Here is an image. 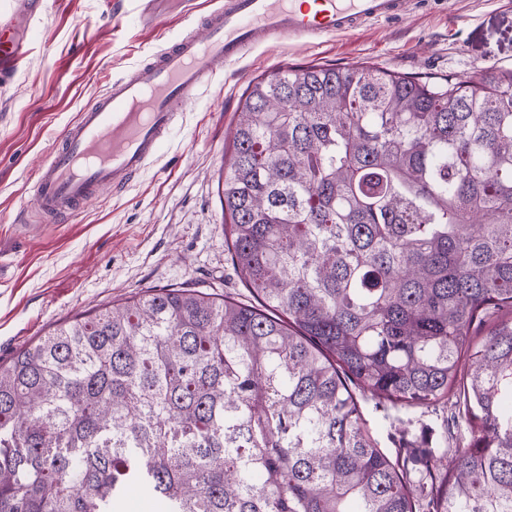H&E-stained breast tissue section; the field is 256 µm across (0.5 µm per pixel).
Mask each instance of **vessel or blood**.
<instances>
[{"label": "vessel or blood", "mask_w": 512, "mask_h": 512, "mask_svg": "<svg viewBox=\"0 0 512 512\" xmlns=\"http://www.w3.org/2000/svg\"><path fill=\"white\" fill-rule=\"evenodd\" d=\"M316 10L296 0H216L204 32L156 50L133 74L106 91L64 131L34 172L32 202L43 214L64 217L99 192L126 186L159 157L177 118L226 65L246 49L288 39L312 43L381 21L405 17L411 0H316ZM190 0H140L139 21L153 27L185 15ZM45 0H21L0 14V76L14 74L28 55L30 25Z\"/></svg>", "instance_id": "1"}]
</instances>
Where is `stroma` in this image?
<instances>
[{
	"mask_svg": "<svg viewBox=\"0 0 512 512\" xmlns=\"http://www.w3.org/2000/svg\"><path fill=\"white\" fill-rule=\"evenodd\" d=\"M214 0L154 28L138 0H48L32 27L28 60L0 83V365L62 322L146 291L191 288L249 299L224 242L218 180L242 95L254 78L287 66L368 63L399 74L477 75L512 69V0H421L400 21L313 44L248 49L204 87L166 134L161 158L124 189L70 219L35 210L33 172L64 129L113 77L165 42L200 33ZM389 457L466 447L464 410L384 413L360 401Z\"/></svg>",
	"mask_w": 512,
	"mask_h": 512,
	"instance_id": "obj_1",
	"label": "stroma"
}]
</instances>
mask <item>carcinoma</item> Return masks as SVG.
Listing matches in <instances>:
<instances>
[{"label": "carcinoma", "instance_id": "1", "mask_svg": "<svg viewBox=\"0 0 512 512\" xmlns=\"http://www.w3.org/2000/svg\"><path fill=\"white\" fill-rule=\"evenodd\" d=\"M222 174L256 303L135 295L0 366V512H512V71L262 75ZM357 393L471 440L410 468Z\"/></svg>", "mask_w": 512, "mask_h": 512}]
</instances>
